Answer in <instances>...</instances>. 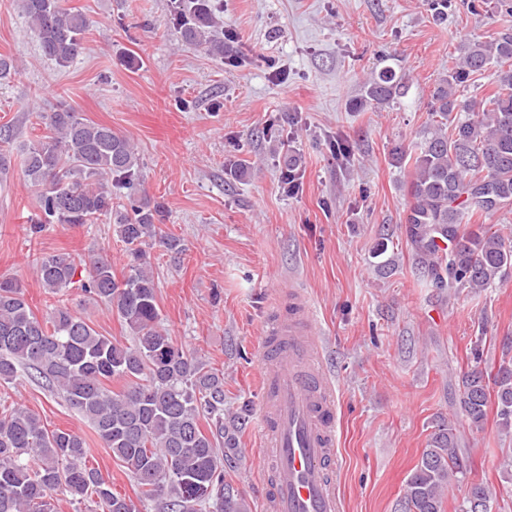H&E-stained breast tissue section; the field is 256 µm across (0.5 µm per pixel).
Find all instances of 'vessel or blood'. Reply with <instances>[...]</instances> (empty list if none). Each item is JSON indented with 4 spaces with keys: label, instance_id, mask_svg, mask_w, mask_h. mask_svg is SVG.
Instances as JSON below:
<instances>
[{
    "label": "vessel or blood",
    "instance_id": "1",
    "mask_svg": "<svg viewBox=\"0 0 512 512\" xmlns=\"http://www.w3.org/2000/svg\"><path fill=\"white\" fill-rule=\"evenodd\" d=\"M309 294L294 289L287 313L262 336V456L270 512H343L338 492L336 389L320 366Z\"/></svg>",
    "mask_w": 512,
    "mask_h": 512
}]
</instances>
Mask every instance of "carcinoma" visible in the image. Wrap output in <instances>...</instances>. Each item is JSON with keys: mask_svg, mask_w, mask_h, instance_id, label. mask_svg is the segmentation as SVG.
Listing matches in <instances>:
<instances>
[{"mask_svg": "<svg viewBox=\"0 0 512 512\" xmlns=\"http://www.w3.org/2000/svg\"><path fill=\"white\" fill-rule=\"evenodd\" d=\"M20 7L42 54L61 68L86 50L89 22L65 0H21ZM214 0H178L174 21L182 37L224 55V40L213 30ZM496 68L494 92L472 117L473 102H458L473 74ZM403 78L378 72L366 88L371 101L405 94ZM430 122L421 140L400 148L411 162V198L405 223L414 260L440 289L454 296L462 288L481 292L512 269V238L478 220L512 205V33L458 48L455 65L440 80ZM46 133L25 149L26 180L38 190L40 233L47 224L111 221L129 256L117 277L102 253L77 258L70 253L41 256L36 265L42 286L60 294L75 284L85 266L81 290L117 313L130 329L126 345L98 333L65 305L37 315L21 283L0 278V382L20 373L62 395L85 419L112 456L131 473L140 494L161 512H251L249 500L224 483V455L235 447L224 428V382L162 326L157 285L148 250L181 252L163 233V207L144 194L140 158L130 138L72 108L40 114ZM127 204L113 201L112 178ZM480 345L473 365L460 378L457 406L471 427L484 423L496 406L500 429L512 430V364L503 362L490 393L481 368ZM122 379L114 391L108 382ZM210 423L204 431L201 420ZM467 483L461 512L475 500L490 504L491 489L468 481L456 428L437 426L406 481L404 512H442L443 492ZM95 500L101 512H136L134 502L112 490L86 464L85 440L72 430L51 429L37 414L13 407L0 412V512H55L56 496Z\"/></svg>", "mask_w": 512, "mask_h": 512, "instance_id": "cac0c4a2", "label": "carcinoma"}]
</instances>
